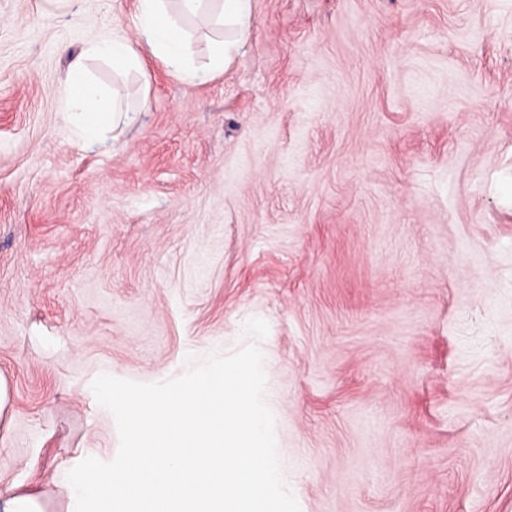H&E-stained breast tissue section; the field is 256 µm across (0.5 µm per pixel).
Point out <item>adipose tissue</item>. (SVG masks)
Here are the masks:
<instances>
[{"instance_id":"adipose-tissue-1","label":"adipose tissue","mask_w":512,"mask_h":512,"mask_svg":"<svg viewBox=\"0 0 512 512\" xmlns=\"http://www.w3.org/2000/svg\"><path fill=\"white\" fill-rule=\"evenodd\" d=\"M224 36L212 40L210 69L221 74L233 63L252 36V0H219ZM137 25L149 53L171 69L179 81L190 83L197 76L191 62L190 39L179 19L167 9L165 0H138ZM93 55L109 62L113 71L124 72L142 66V57L126 39L105 37L91 46ZM61 110L72 132L80 138L97 137L116 123L121 103L118 96L88 73L82 61L70 67Z\"/></svg>"}]
</instances>
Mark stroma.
I'll return each mask as SVG.
<instances>
[{
  "mask_svg": "<svg viewBox=\"0 0 512 512\" xmlns=\"http://www.w3.org/2000/svg\"><path fill=\"white\" fill-rule=\"evenodd\" d=\"M219 76L137 0H0V481L119 448L91 384L157 383L263 319L300 512H512V0H252ZM115 128L60 113L74 58ZM136 17L149 53L169 66L177 80L193 82L198 73L191 62L189 35L165 0H138ZM93 55L112 65V70L124 72L142 67V57L126 39L112 35L102 38L91 46Z\"/></svg>",
  "mask_w": 512,
  "mask_h": 512,
  "instance_id": "obj_1",
  "label": "stroma"
}]
</instances>
